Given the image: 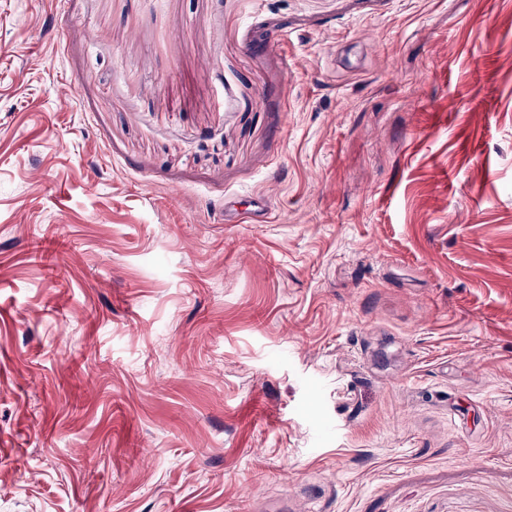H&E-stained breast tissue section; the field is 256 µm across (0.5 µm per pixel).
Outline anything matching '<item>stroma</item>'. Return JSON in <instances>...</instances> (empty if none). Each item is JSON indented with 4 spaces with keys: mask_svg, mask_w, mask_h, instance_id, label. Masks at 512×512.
<instances>
[{
    "mask_svg": "<svg viewBox=\"0 0 512 512\" xmlns=\"http://www.w3.org/2000/svg\"><path fill=\"white\" fill-rule=\"evenodd\" d=\"M0 512H512V0H0Z\"/></svg>",
    "mask_w": 512,
    "mask_h": 512,
    "instance_id": "stroma-1",
    "label": "stroma"
}]
</instances>
